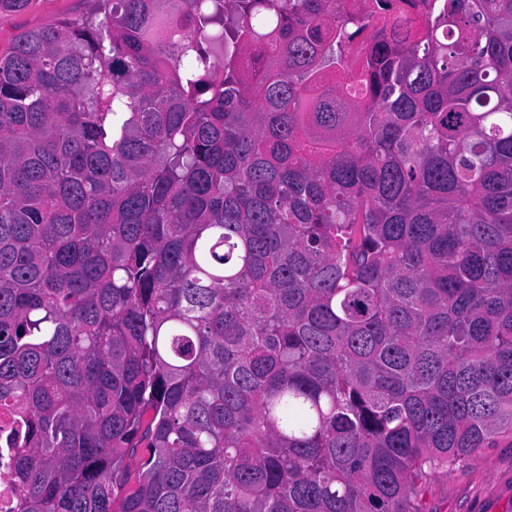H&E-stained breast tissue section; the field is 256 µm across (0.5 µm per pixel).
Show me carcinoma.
Wrapping results in <instances>:
<instances>
[{"mask_svg":"<svg viewBox=\"0 0 512 512\" xmlns=\"http://www.w3.org/2000/svg\"><path fill=\"white\" fill-rule=\"evenodd\" d=\"M94 2L0 53L14 512H421L512 433V0Z\"/></svg>","mask_w":512,"mask_h":512,"instance_id":"cac0c4a2","label":"carcinoma"}]
</instances>
